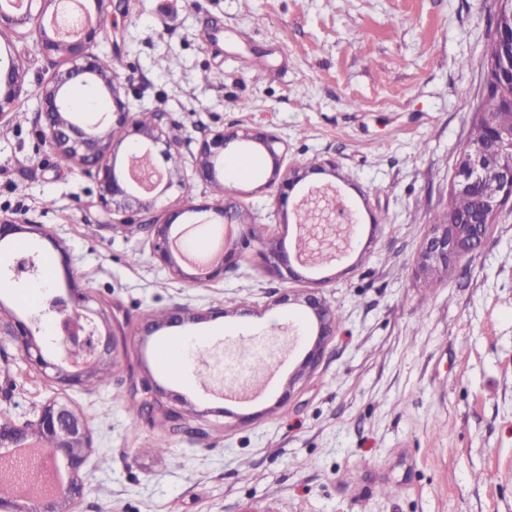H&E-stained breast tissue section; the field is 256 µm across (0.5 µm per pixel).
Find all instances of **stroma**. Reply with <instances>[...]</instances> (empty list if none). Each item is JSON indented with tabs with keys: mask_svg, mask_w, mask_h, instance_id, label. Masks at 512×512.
I'll return each mask as SVG.
<instances>
[{
	"mask_svg": "<svg viewBox=\"0 0 512 512\" xmlns=\"http://www.w3.org/2000/svg\"><path fill=\"white\" fill-rule=\"evenodd\" d=\"M500 0H113L94 48L122 61L131 112L160 114L178 142L183 199L214 201L193 170L217 130L259 126L288 143L285 167L345 198L354 242L284 278L258 241L223 277L193 283L151 258L147 230L106 212L92 178L42 137L35 97L0 122V217L39 225L0 242V322L35 311L19 293L79 288L103 313L117 357L92 387L31 369L0 333V424L68 402L91 428L69 512H512V208L481 252L450 268L421 252L448 210L457 161L482 91ZM27 85L58 65L33 37H0ZM248 101L241 110L240 101ZM218 175L248 221L292 253L299 217L280 205L264 150ZM47 272L13 280L16 251ZM319 289L341 320L318 366L298 369L315 331L285 295ZM190 321L146 336L148 313ZM199 336L181 372L159 362L168 338ZM160 401L178 427L148 416Z\"/></svg>",
	"mask_w": 512,
	"mask_h": 512,
	"instance_id": "stroma-1",
	"label": "stroma"
}]
</instances>
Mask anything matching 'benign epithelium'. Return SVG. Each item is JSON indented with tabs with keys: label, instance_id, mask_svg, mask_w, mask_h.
I'll return each mask as SVG.
<instances>
[{
	"label": "benign epithelium",
	"instance_id": "7a95c632",
	"mask_svg": "<svg viewBox=\"0 0 512 512\" xmlns=\"http://www.w3.org/2000/svg\"><path fill=\"white\" fill-rule=\"evenodd\" d=\"M66 0H23V7H14L15 0H0V34H19L26 29L36 36L38 52L55 59L65 69L55 73L39 86L37 99L44 115L45 137L60 158L79 167L90 175L97 185L98 197L104 207L117 199H133L144 212L139 226L153 235L152 259L170 269L174 274L190 278L194 282L213 280L224 275L226 265L237 256V243L228 242L223 251L201 267V274L189 275L182 268V253L173 246L171 229L181 210L164 215L151 214L158 195L159 185L168 190L181 181L169 174L167 181L156 177L158 168L151 161V150L157 144L166 145V160L177 162V153L171 152L174 143L167 130L155 122L144 126L129 112L125 97L129 87L120 83L113 73L100 67L99 56L93 52L103 29L112 0H83L95 6L96 17L81 26L79 33L63 39L46 26L48 15L63 13ZM494 55L489 63L484 88L490 89L497 81H512V11H498L491 37ZM95 83L100 86L110 102V113L116 121L88 123L76 117L69 109V94L75 85ZM28 95L24 73L13 61L0 58V122L5 120L17 101ZM477 122L484 127V139L466 145L457 162L450 194H476L488 178L482 166V155L494 150L503 153L506 160L496 172L499 193L478 198L479 206L471 213L449 212L444 224L433 225L425 238L422 258L431 266L448 267L463 259L477 255L482 249L493 220L503 207L512 202V127L500 126L488 113H477ZM128 137L134 138V146L126 155L123 171H117V147ZM233 144L257 145L272 160L270 184L277 189V199L286 205L290 193L304 175L300 170H282L284 152L279 136L256 127H241L231 133L217 131L199 144V159L194 170L195 178L205 184L219 183L216 163L224 159V152ZM188 210L202 212L212 210L226 224H243L245 218L233 201V192L222 194L214 205H191ZM258 254L267 271L276 276L294 275L291 259L301 261V255L290 257L271 241H260ZM36 271L34 257L21 256L9 268L11 278L17 281L33 276ZM87 296L76 288L64 294L50 292L46 300L47 312L54 320L53 341L61 354V363L47 361L36 341L37 322L16 319L8 325V334L18 343L25 360L34 368L47 373L54 371L53 379L64 386H82L94 376V369L101 361L115 356L113 336L102 335L98 325L86 314ZM299 305L316 326V337L308 350L297 375L314 368L324 355L330 336L336 328L333 306L322 296L310 292L303 296ZM21 442H29L41 448L44 462H65L69 471L68 481L61 486L55 501L43 508V512H57V502L74 501L83 495L84 485L79 473L87 462L91 448V431L86 421L71 406L53 400L45 404L35 421L22 427L0 425V447L10 448Z\"/></svg>",
	"mask_w": 512,
	"mask_h": 512
}]
</instances>
